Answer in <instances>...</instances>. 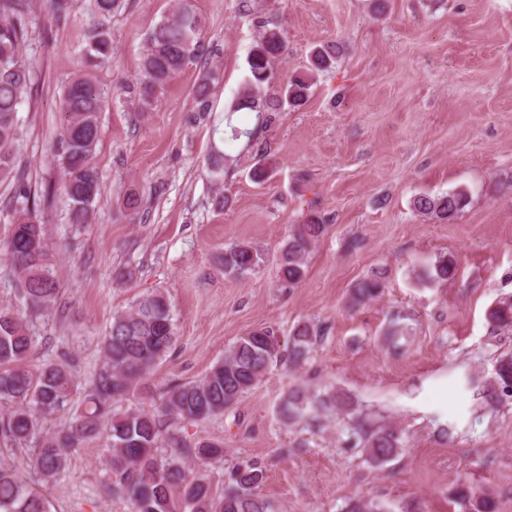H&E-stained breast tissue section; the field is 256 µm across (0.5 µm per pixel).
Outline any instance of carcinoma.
<instances>
[{"instance_id": "obj_1", "label": "carcinoma", "mask_w": 512, "mask_h": 512, "mask_svg": "<svg viewBox=\"0 0 512 512\" xmlns=\"http://www.w3.org/2000/svg\"><path fill=\"white\" fill-rule=\"evenodd\" d=\"M31 0H0V181L12 184L9 207L12 221L4 241L5 260L28 309L37 313L54 308L59 288L54 260L48 253L43 221L38 213V190L32 185L14 151L18 136L17 114L34 90V61L25 56L32 39L29 27ZM202 23L193 5L180 4L148 33L142 54L138 103L150 104L189 62L207 54L201 42ZM286 50L284 38L265 32L250 51L247 63L248 89L233 111L265 108L261 88L269 79L271 59ZM112 33L96 23L88 32L86 61L95 66L109 61ZM338 51L332 46L316 48L310 57L312 70H331ZM216 73L203 74L195 93L197 111L209 109V91ZM311 82L294 79L284 92V101L297 105L308 97ZM106 92L89 72L71 78L63 88L61 110L66 121L58 140L57 163L62 171V192L68 222L88 224L101 195V182L93 162L99 138V116ZM464 188L436 197L420 196L415 209L449 222L468 205ZM327 225L310 217L295 227L284 244L279 262V281L293 287L307 274L310 249L322 238ZM263 258L251 245L240 243L224 251V274L243 279L261 266ZM456 270L454 257H435L418 275L421 284L446 281ZM387 288L386 271L376 270L348 291L351 309L381 298ZM494 329L512 327V296H505L488 311ZM319 340L318 330L299 324L282 343L276 331L264 327L238 338L198 381L175 383L164 388L154 409L114 405L146 390L145 381L162 363L175 341L172 310L165 293L152 292L115 314L99 344V364L88 391L71 415L65 429L43 435L40 418L64 409L72 400L76 382L72 359L67 354L39 366L29 364L36 343L29 321L9 308H0V444L36 443L31 468L39 475L34 483L19 470L0 465V512H50L43 488L53 483L67 466L68 450L106 435L107 466L112 474L109 490L126 498L132 512H275L273 502L262 493L265 470L261 464L243 461L235 465L221 484L211 480L208 467L224 458V443L192 441L182 429L193 422L224 415V411L255 387L268 370L286 361L305 362ZM490 400L512 396V353L501 355L494 365ZM350 398L339 391L310 399L297 389L283 401L281 415L294 422L314 411H349ZM351 443L376 468L396 458L404 447L400 429L379 425L356 427ZM456 494L468 512H496L494 500L459 482Z\"/></svg>"}]
</instances>
